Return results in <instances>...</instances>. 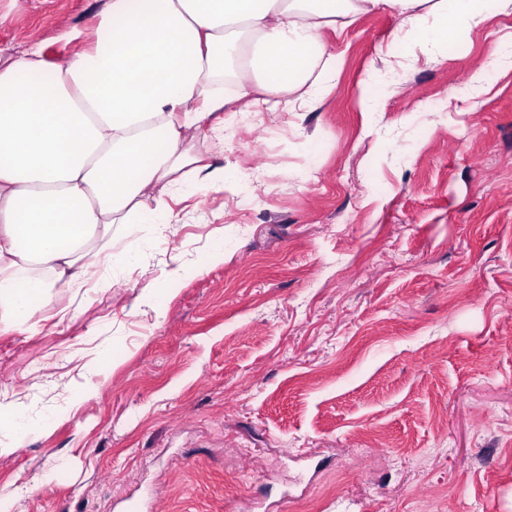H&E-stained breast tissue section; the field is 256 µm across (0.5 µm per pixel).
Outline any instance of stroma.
I'll return each instance as SVG.
<instances>
[{"instance_id":"1","label":"stroma","mask_w":512,"mask_h":512,"mask_svg":"<svg viewBox=\"0 0 512 512\" xmlns=\"http://www.w3.org/2000/svg\"><path fill=\"white\" fill-rule=\"evenodd\" d=\"M106 3L0 0V49L62 63ZM479 10L393 66L397 13L347 10L315 109L225 106V146L197 148L227 154L232 190L194 192L163 239L144 214L112 241L140 257L118 285L53 289L36 334L0 335V496L34 478L22 512H512V68L467 86L512 6ZM16 412L38 423L19 442Z\"/></svg>"}]
</instances>
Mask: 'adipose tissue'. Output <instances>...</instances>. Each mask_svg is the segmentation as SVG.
<instances>
[{
  "mask_svg": "<svg viewBox=\"0 0 512 512\" xmlns=\"http://www.w3.org/2000/svg\"><path fill=\"white\" fill-rule=\"evenodd\" d=\"M387 7L423 54L477 17L478 0H357ZM336 0H107L91 44L51 65L40 44L0 51V334L34 333L31 304L54 288L107 292L138 264L112 253L145 211L178 222L188 191L223 189L196 141H223L224 53L234 100L312 108L336 83L322 38ZM29 302H21L19 293Z\"/></svg>",
  "mask_w": 512,
  "mask_h": 512,
  "instance_id": "ef3b65f1",
  "label": "adipose tissue"
}]
</instances>
